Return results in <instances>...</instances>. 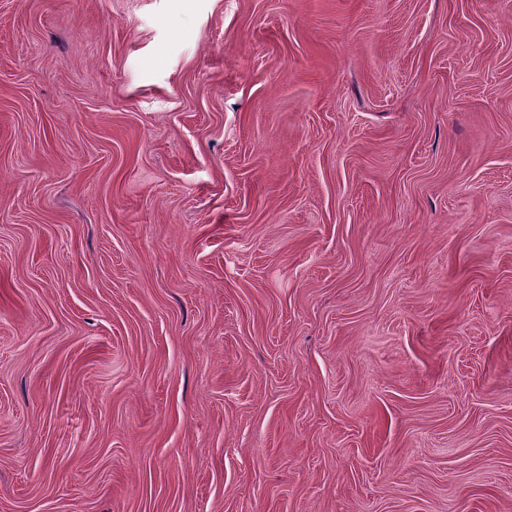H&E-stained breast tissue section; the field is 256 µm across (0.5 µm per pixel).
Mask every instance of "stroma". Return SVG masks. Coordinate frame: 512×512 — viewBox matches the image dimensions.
<instances>
[{
	"instance_id": "1",
	"label": "stroma",
	"mask_w": 512,
	"mask_h": 512,
	"mask_svg": "<svg viewBox=\"0 0 512 512\" xmlns=\"http://www.w3.org/2000/svg\"><path fill=\"white\" fill-rule=\"evenodd\" d=\"M0 512H512V0H0Z\"/></svg>"
}]
</instances>
